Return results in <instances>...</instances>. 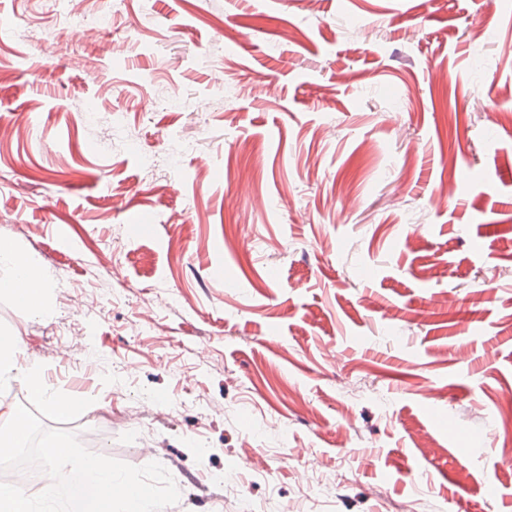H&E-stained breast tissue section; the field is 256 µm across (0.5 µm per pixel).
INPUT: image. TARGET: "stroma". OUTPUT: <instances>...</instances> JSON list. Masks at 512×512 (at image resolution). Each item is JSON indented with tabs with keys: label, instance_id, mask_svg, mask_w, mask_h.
<instances>
[{
	"label": "stroma",
	"instance_id": "1",
	"mask_svg": "<svg viewBox=\"0 0 512 512\" xmlns=\"http://www.w3.org/2000/svg\"><path fill=\"white\" fill-rule=\"evenodd\" d=\"M87 10L0 0V237L52 311L0 333L75 405L0 401L164 512H512V0ZM48 2L52 3L53 8H59L60 4L64 5L62 10H59L64 18V28L68 29L84 24L87 0H63Z\"/></svg>",
	"mask_w": 512,
	"mask_h": 512
}]
</instances>
